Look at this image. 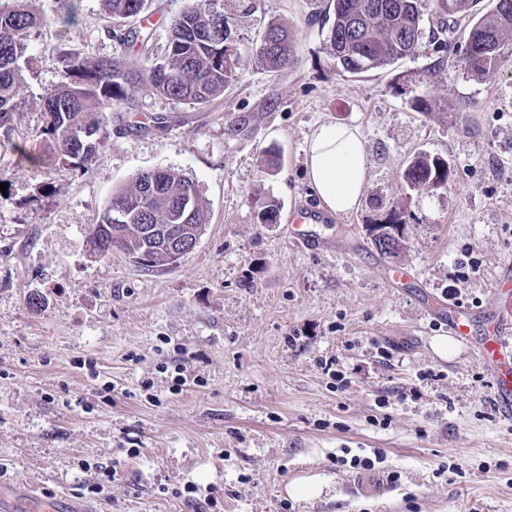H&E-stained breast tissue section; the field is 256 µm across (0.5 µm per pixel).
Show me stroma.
Wrapping results in <instances>:
<instances>
[{
    "label": "stroma",
    "mask_w": 512,
    "mask_h": 512,
    "mask_svg": "<svg viewBox=\"0 0 512 512\" xmlns=\"http://www.w3.org/2000/svg\"><path fill=\"white\" fill-rule=\"evenodd\" d=\"M185 0H149L148 50L162 58ZM28 0L43 17L17 87L10 137L43 145L48 89L70 82L61 55L135 56L102 0ZM244 61L204 107L141 94L107 110L106 137L85 170L45 174L0 151V470L39 512L53 499L85 512H512V425L498 419L472 350L435 349L410 288L372 267L370 224H399L393 263L428 293L487 306L512 262V64L464 74L463 31L393 66L341 73L327 45L328 0H225ZM272 23L296 33L295 61L271 73L255 51ZM327 122L356 126L368 160L361 203L320 231L350 226L362 251L310 254L284 224H261L258 195L283 210L316 203L305 142ZM448 159L447 187L409 190L417 154ZM278 158L276 175L265 162ZM172 169L197 182L209 223L192 253L143 269L121 252L91 255L88 232L135 173ZM474 271L457 264L464 249ZM335 359L340 379L320 363ZM185 363V385L175 367ZM137 456H128V449ZM382 458L374 470L346 467ZM115 470L104 493L89 490ZM323 478L320 498L287 493ZM202 491L180 497L186 484Z\"/></svg>",
    "instance_id": "stroma-1"
}]
</instances>
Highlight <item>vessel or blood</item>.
<instances>
[{
  "label": "vessel or blood",
  "mask_w": 512,
  "mask_h": 512,
  "mask_svg": "<svg viewBox=\"0 0 512 512\" xmlns=\"http://www.w3.org/2000/svg\"><path fill=\"white\" fill-rule=\"evenodd\" d=\"M326 221L317 208H303L289 218L288 240L299 250L313 254L335 251L334 243L318 231ZM492 307L475 309L451 303L440 321L451 336L470 347L488 367L492 400L500 418L512 422V265L499 270Z\"/></svg>",
  "instance_id": "b4317fda"
}]
</instances>
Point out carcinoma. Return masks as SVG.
<instances>
[{"label": "carcinoma", "instance_id": "cac0c4a2", "mask_svg": "<svg viewBox=\"0 0 512 512\" xmlns=\"http://www.w3.org/2000/svg\"><path fill=\"white\" fill-rule=\"evenodd\" d=\"M333 20L329 50L343 71L359 75L392 66L414 54L424 36L425 0H331ZM477 0H432L440 18L461 23L467 31L462 68L479 76L512 61V0H496L479 13ZM112 19L139 18L147 0H102ZM43 20L29 11L26 0L0 3V128L10 125L15 109L20 60L30 33ZM168 53L154 59L147 37L139 29L125 33L139 45L138 54L124 59H95L64 52L73 82L44 96L45 147L25 158L39 174L60 162L80 170L103 143V109L129 103L139 91L151 92L191 105H206L224 94L243 70L229 16L217 0H186L182 12L170 19ZM295 37L279 23L271 24L256 52L259 64L280 71L294 59ZM448 160L426 154L409 162L404 181L411 190L448 185ZM193 195L186 223L203 234L208 210L197 183L176 171L156 169L135 174L112 193L100 223L93 225L88 243L92 254L109 256L119 250L140 267L152 270L174 265L159 241L160 230L174 223L181 202ZM261 224L277 223L279 202L258 200ZM402 225L371 224L369 237L381 255L395 256L402 246Z\"/></svg>", "mask_w": 512, "mask_h": 512}]
</instances>
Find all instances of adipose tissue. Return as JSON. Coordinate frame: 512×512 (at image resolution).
<instances>
[{"instance_id":"adipose-tissue-1","label":"adipose tissue","mask_w":512,"mask_h":512,"mask_svg":"<svg viewBox=\"0 0 512 512\" xmlns=\"http://www.w3.org/2000/svg\"><path fill=\"white\" fill-rule=\"evenodd\" d=\"M306 174L321 206L345 215L357 208L367 183V155L358 128L325 123L306 146Z\"/></svg>"}]
</instances>
